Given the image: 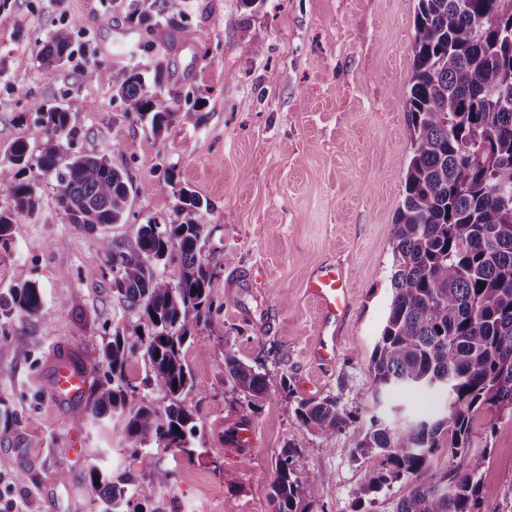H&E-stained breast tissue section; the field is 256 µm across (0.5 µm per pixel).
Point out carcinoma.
I'll list each match as a JSON object with an SVG mask.
<instances>
[{"label": "carcinoma", "instance_id": "obj_1", "mask_svg": "<svg viewBox=\"0 0 512 512\" xmlns=\"http://www.w3.org/2000/svg\"><path fill=\"white\" fill-rule=\"evenodd\" d=\"M180 7L181 0H167L158 13L143 9L136 15L141 48H151L150 36L173 23ZM415 26L406 96L411 151L395 220L393 292L370 371L381 406L400 389L438 392L444 403L437 413L399 418V405L390 403L371 417L356 449L381 458V469L360 496L398 482L395 512H484L485 456L471 451L473 421L483 410L512 411V0H418ZM70 45L66 29L42 44L37 59L45 71L69 59ZM115 88L126 114L149 120L154 135L173 121L174 100L148 90L135 69L118 68ZM44 125L47 136L37 149L18 140L8 150L18 170L8 188L14 207L0 210L1 249L11 243L16 215L33 213L39 203L28 172L55 175L58 206L68 223L87 231L124 223L133 198L154 190L133 185L105 155L73 151L76 132L67 109L45 112ZM177 201L178 221L140 225L130 250L99 239L112 286L138 324L116 328L104 346L109 378L97 387L92 410L124 415L126 437L136 445L184 451L196 424L182 397L196 369L186 362L183 346L209 330L215 273L201 261L210 205L186 188ZM173 250L182 262L175 282L159 272ZM2 310L42 314L40 289L33 282L14 286L0 299ZM137 355L167 404L127 381V363ZM224 377L251 403L271 387L267 373L230 351L224 353ZM297 416L324 438L351 419L333 398L302 401ZM445 446L455 465L432 482L421 481L430 457ZM87 481L104 504L102 512H143L153 492L129 469L93 467ZM317 494L315 486H304L292 455L275 461L272 512H307L302 497Z\"/></svg>", "mask_w": 512, "mask_h": 512}]
</instances>
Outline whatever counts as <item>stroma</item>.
I'll use <instances>...</instances> for the list:
<instances>
[{
    "instance_id": "stroma-1",
    "label": "stroma",
    "mask_w": 512,
    "mask_h": 512,
    "mask_svg": "<svg viewBox=\"0 0 512 512\" xmlns=\"http://www.w3.org/2000/svg\"><path fill=\"white\" fill-rule=\"evenodd\" d=\"M162 10L164 0H0V208L16 168L7 149L39 146L42 115L62 106L78 131L76 150L107 155L137 195L125 223L103 235L135 247L141 224L176 219L186 187L208 200L210 237L201 252L214 266L210 332L183 352L196 370L183 398L197 432L190 452L154 454L151 512H272L276 459L293 451L304 483L317 486L311 512H395L399 484L360 497L379 469L356 443L378 407L369 361L391 299L392 241L410 152L405 96L411 75L417 0H183L175 25L143 51L129 5ZM73 31L71 56L44 75L37 45ZM138 67L175 98L161 135L127 116L113 65ZM40 204L19 214L0 250V294L24 281L40 288L44 313L0 316V512H99L91 467L138 469L121 415L90 416V400L52 393L54 363L66 357L103 381L104 343L136 316L112 291L99 248L103 235L67 223L54 179L35 176ZM333 264L348 280V306L325 321L307 283ZM335 342L336 358L319 361ZM261 365L273 380L249 403L224 380V354ZM336 397L351 413L334 437L296 416L300 401ZM247 428L255 445L229 454L227 432ZM485 454L488 512H512V413L485 411L472 429ZM233 484H226L225 476Z\"/></svg>"
}]
</instances>
